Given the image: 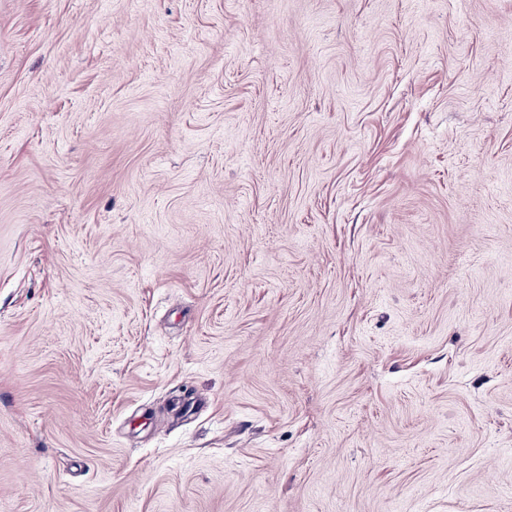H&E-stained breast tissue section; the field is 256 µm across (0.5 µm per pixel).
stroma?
Wrapping results in <instances>:
<instances>
[{
  "mask_svg": "<svg viewBox=\"0 0 512 512\" xmlns=\"http://www.w3.org/2000/svg\"><path fill=\"white\" fill-rule=\"evenodd\" d=\"M0 512H512V0H0Z\"/></svg>",
  "mask_w": 512,
  "mask_h": 512,
  "instance_id": "stroma-1",
  "label": "stroma"
}]
</instances>
